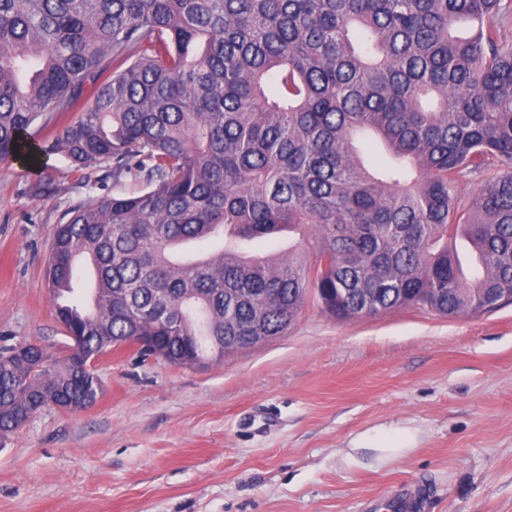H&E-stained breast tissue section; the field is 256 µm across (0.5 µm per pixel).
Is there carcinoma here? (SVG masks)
<instances>
[{
	"label": "carcinoma",
	"mask_w": 512,
	"mask_h": 512,
	"mask_svg": "<svg viewBox=\"0 0 512 512\" xmlns=\"http://www.w3.org/2000/svg\"><path fill=\"white\" fill-rule=\"evenodd\" d=\"M512 0H0V161L63 153L145 188L74 206L48 266L81 350L219 363L229 336H282L308 299L338 320L445 317L512 293ZM76 112L43 144L28 129ZM381 144L372 171L358 145ZM472 198L459 185L489 172ZM247 245L169 259L211 230ZM479 273L465 276L457 241ZM101 294L85 311L77 257ZM0 349V435L52 396L95 401L79 354Z\"/></svg>",
	"instance_id": "carcinoma-1"
}]
</instances>
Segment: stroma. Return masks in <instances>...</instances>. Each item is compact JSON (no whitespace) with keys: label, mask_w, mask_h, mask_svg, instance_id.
Wrapping results in <instances>:
<instances>
[{"label":"stroma","mask_w":512,"mask_h":512,"mask_svg":"<svg viewBox=\"0 0 512 512\" xmlns=\"http://www.w3.org/2000/svg\"><path fill=\"white\" fill-rule=\"evenodd\" d=\"M63 154L0 161V346L68 342L47 279L73 206L141 191ZM77 413L0 440V512H368L415 478L432 512H512V303L452 318L336 320L308 301L287 333L184 367L121 346Z\"/></svg>","instance_id":"obj_1"}]
</instances>
